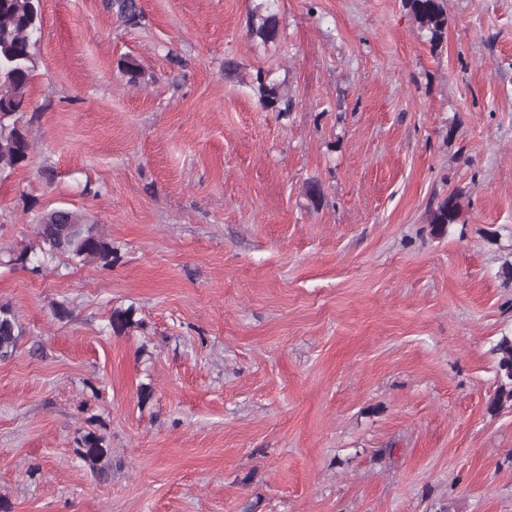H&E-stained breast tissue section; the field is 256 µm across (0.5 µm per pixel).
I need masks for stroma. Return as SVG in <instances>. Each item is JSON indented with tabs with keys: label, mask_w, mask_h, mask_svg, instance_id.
I'll return each mask as SVG.
<instances>
[{
	"label": "stroma",
	"mask_w": 512,
	"mask_h": 512,
	"mask_svg": "<svg viewBox=\"0 0 512 512\" xmlns=\"http://www.w3.org/2000/svg\"><path fill=\"white\" fill-rule=\"evenodd\" d=\"M139 2L129 25L39 0L0 247L62 208L116 254L0 267L24 328L0 360V507L512 512V411H486L512 334V0H446L435 48L401 0H278L267 43L257 0ZM260 70L290 111L260 103ZM456 189L466 221L436 235ZM276 0H261L255 4L248 18V31L251 36L263 42L274 40L278 35V17L275 12ZM104 436L95 432L84 434L79 442L77 454L80 459L87 463L96 475H103L108 466V450L104 444Z\"/></svg>",
	"instance_id": "obj_1"
}]
</instances>
